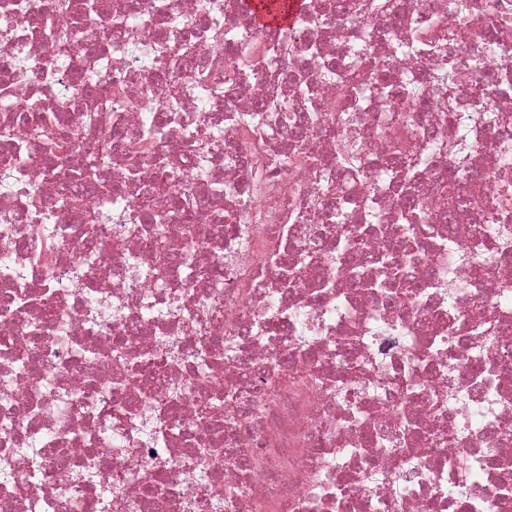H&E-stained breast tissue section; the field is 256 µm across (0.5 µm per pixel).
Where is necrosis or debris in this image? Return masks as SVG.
Wrapping results in <instances>:
<instances>
[{
    "label": "necrosis or debris",
    "instance_id": "1",
    "mask_svg": "<svg viewBox=\"0 0 512 512\" xmlns=\"http://www.w3.org/2000/svg\"><path fill=\"white\" fill-rule=\"evenodd\" d=\"M396 1L302 0L261 29L243 0H76L58 31V0H0V512H512V224L475 184L449 210L446 171L463 128L472 170L512 185V0ZM439 26L452 53L421 38ZM379 61L396 86L452 66L455 97L364 100ZM75 78L123 98L94 112ZM295 111L298 142L271 126ZM52 124L51 171L29 141ZM105 128L103 234L60 184ZM395 139L424 223L368 169L351 192L380 221L353 251L326 177ZM396 245L409 292L354 288Z\"/></svg>",
    "mask_w": 512,
    "mask_h": 512
}]
</instances>
